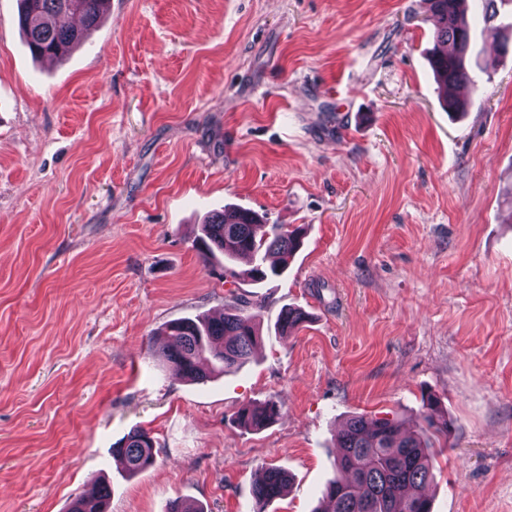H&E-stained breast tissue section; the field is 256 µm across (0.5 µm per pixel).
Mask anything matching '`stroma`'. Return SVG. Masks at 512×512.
Masks as SVG:
<instances>
[{"mask_svg":"<svg viewBox=\"0 0 512 512\" xmlns=\"http://www.w3.org/2000/svg\"><path fill=\"white\" fill-rule=\"evenodd\" d=\"M0 0V512H313L358 414L449 434L433 512H512V57L478 40L449 113L427 0H110L35 60ZM233 205L303 228L282 276L226 278L195 240ZM246 296L263 342L203 384L151 353L163 324ZM286 307L309 319L277 328ZM274 400L260 431L234 416ZM141 428L155 462L112 445ZM153 439L142 429H132L112 445V456L124 461L129 474H137L154 462ZM263 473L253 484V496L263 506L282 498L290 485L288 471L277 466L262 468ZM111 492L107 486L97 488L95 496L78 494L70 502L68 512H105L102 510L101 501L110 500Z\"/></svg>","mask_w":512,"mask_h":512,"instance_id":"35a3bbf8","label":"stroma"}]
</instances>
